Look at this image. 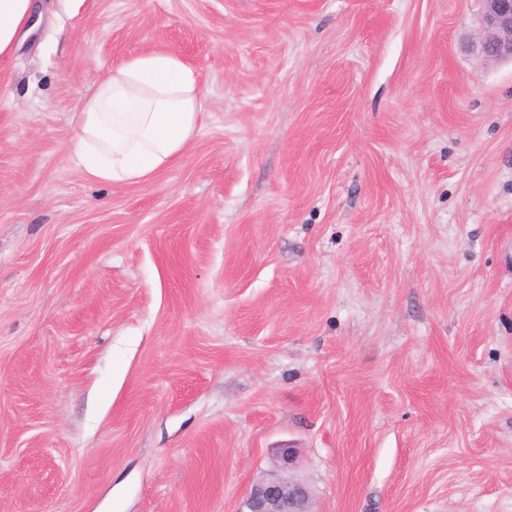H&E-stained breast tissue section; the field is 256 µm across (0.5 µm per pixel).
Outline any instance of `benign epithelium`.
Here are the masks:
<instances>
[{
	"label": "benign epithelium",
	"instance_id": "7a95c632",
	"mask_svg": "<svg viewBox=\"0 0 512 512\" xmlns=\"http://www.w3.org/2000/svg\"><path fill=\"white\" fill-rule=\"evenodd\" d=\"M482 35L472 50L485 64L512 63V0H482ZM297 449H280L273 469L255 481L238 512H313L307 484L294 474Z\"/></svg>",
	"mask_w": 512,
	"mask_h": 512
}]
</instances>
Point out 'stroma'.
I'll return each instance as SVG.
<instances>
[{"mask_svg":"<svg viewBox=\"0 0 512 512\" xmlns=\"http://www.w3.org/2000/svg\"><path fill=\"white\" fill-rule=\"evenodd\" d=\"M480 0H41L0 57V512H512V64ZM198 76L138 185L69 143L112 66ZM482 35L472 50L485 64L512 63V0H481ZM297 448H280L273 469L255 481L238 512H313L307 484L293 470Z\"/></svg>","mask_w":512,"mask_h":512,"instance_id":"1","label":"stroma"}]
</instances>
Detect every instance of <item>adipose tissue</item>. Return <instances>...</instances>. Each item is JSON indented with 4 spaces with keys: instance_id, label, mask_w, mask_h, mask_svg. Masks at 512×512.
Instances as JSON below:
<instances>
[{
    "instance_id": "adipose-tissue-1",
    "label": "adipose tissue",
    "mask_w": 512,
    "mask_h": 512,
    "mask_svg": "<svg viewBox=\"0 0 512 512\" xmlns=\"http://www.w3.org/2000/svg\"><path fill=\"white\" fill-rule=\"evenodd\" d=\"M37 13L36 0H0V56L13 50ZM200 111L196 74L178 56L130 57L100 78L78 112L72 159L99 183L148 181L189 147Z\"/></svg>"
}]
</instances>
